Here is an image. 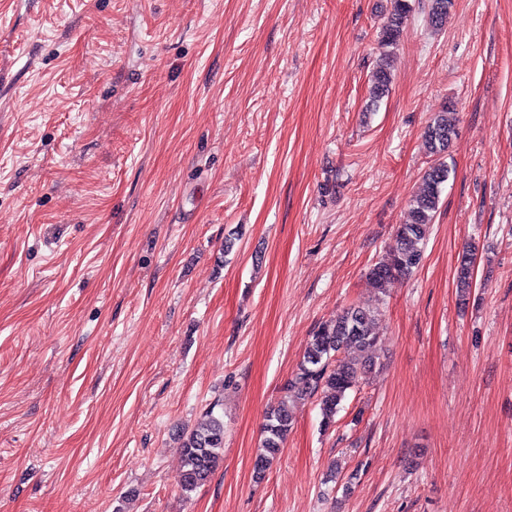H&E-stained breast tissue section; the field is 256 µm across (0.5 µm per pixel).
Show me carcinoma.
Instances as JSON below:
<instances>
[{"instance_id": "1", "label": "carcinoma", "mask_w": 512, "mask_h": 512, "mask_svg": "<svg viewBox=\"0 0 512 512\" xmlns=\"http://www.w3.org/2000/svg\"><path fill=\"white\" fill-rule=\"evenodd\" d=\"M454 0H429L428 18L433 29L444 28ZM412 11L410 0H390L378 31L380 59L371 74V102L376 104L388 93L392 82L389 59L398 46L405 23ZM445 108L430 119L424 131L427 154L432 157L423 171L418 189L409 201L407 220L398 225L396 247L369 271L378 293L394 282L409 277L423 256L427 226L439 209L444 184L448 181V148L455 136V125ZM474 252L462 254L455 273L459 304L464 306L473 286ZM380 309L371 304L351 305L336 318L325 322L307 341L301 359L291 378L282 388L276 405L267 412L263 426L261 452L254 467L260 481L281 454L293 423L291 405L313 398L319 401L320 426L324 431L335 424L341 401L348 391L362 384L375 362L372 350L378 342L376 326ZM217 404L206 409L204 417L182 434V466L178 484L182 491L192 492L205 485L219 467L224 455V417L215 414Z\"/></svg>"}]
</instances>
